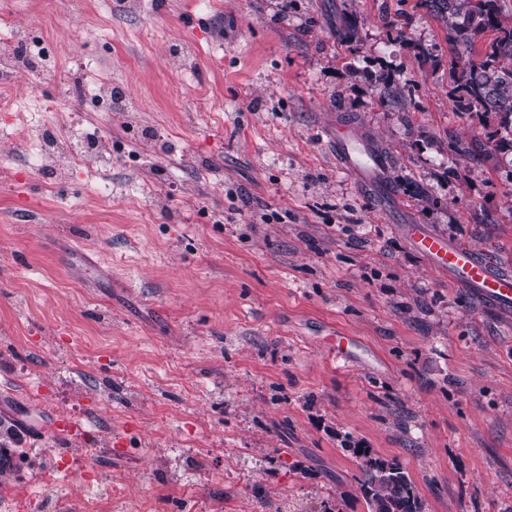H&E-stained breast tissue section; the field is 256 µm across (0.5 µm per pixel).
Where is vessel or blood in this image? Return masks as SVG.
Returning <instances> with one entry per match:
<instances>
[{
	"mask_svg": "<svg viewBox=\"0 0 512 512\" xmlns=\"http://www.w3.org/2000/svg\"><path fill=\"white\" fill-rule=\"evenodd\" d=\"M325 137L340 170L374 196L395 200L388 177L389 161L366 130L357 122L340 118L326 128ZM409 235L418 252L434 267L447 271L457 284L468 288L479 304L512 311V272L494 268L474 252L425 231L421 225H411Z\"/></svg>",
	"mask_w": 512,
	"mask_h": 512,
	"instance_id": "1",
	"label": "vessel or blood"
}]
</instances>
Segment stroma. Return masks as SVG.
<instances>
[{
    "mask_svg": "<svg viewBox=\"0 0 512 512\" xmlns=\"http://www.w3.org/2000/svg\"><path fill=\"white\" fill-rule=\"evenodd\" d=\"M28 26L61 83L140 109L84 113L112 166L52 194L0 112V512H369L349 442L423 512H512V313L407 234L512 270V151L454 111L443 22L416 0H0V31ZM1 90L67 131L56 87ZM338 116L385 148L399 208L337 169ZM64 97L72 105V112H84L89 103H96L103 112H112L118 106L123 112H136L138 104L125 90L112 82H84L72 85L68 91H64Z\"/></svg>",
    "mask_w": 512,
    "mask_h": 512,
    "instance_id": "1",
    "label": "stroma"
}]
</instances>
